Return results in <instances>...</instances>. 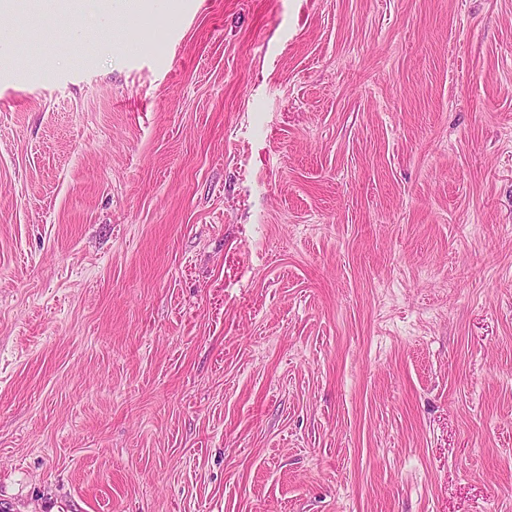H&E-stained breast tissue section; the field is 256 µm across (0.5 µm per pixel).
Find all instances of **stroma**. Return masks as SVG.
<instances>
[{"instance_id": "35a3bbf8", "label": "stroma", "mask_w": 512, "mask_h": 512, "mask_svg": "<svg viewBox=\"0 0 512 512\" xmlns=\"http://www.w3.org/2000/svg\"><path fill=\"white\" fill-rule=\"evenodd\" d=\"M0 512H512V0H12Z\"/></svg>"}]
</instances>
